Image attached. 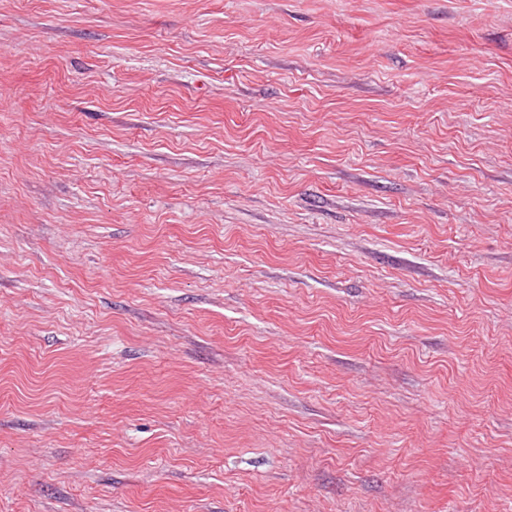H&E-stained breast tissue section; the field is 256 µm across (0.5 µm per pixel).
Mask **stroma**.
Here are the masks:
<instances>
[{
    "label": "stroma",
    "instance_id": "obj_1",
    "mask_svg": "<svg viewBox=\"0 0 512 512\" xmlns=\"http://www.w3.org/2000/svg\"><path fill=\"white\" fill-rule=\"evenodd\" d=\"M0 512H512V0H0Z\"/></svg>",
    "mask_w": 512,
    "mask_h": 512
}]
</instances>
